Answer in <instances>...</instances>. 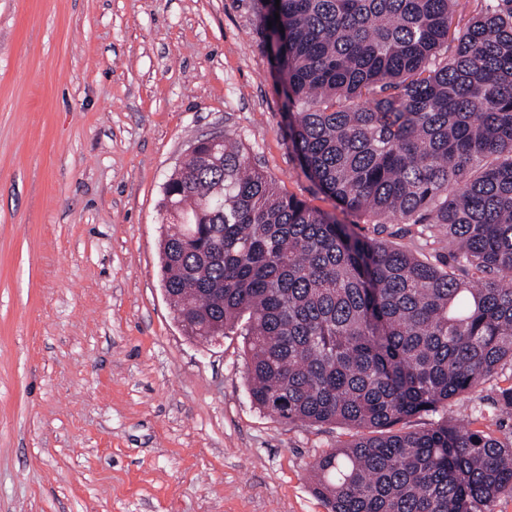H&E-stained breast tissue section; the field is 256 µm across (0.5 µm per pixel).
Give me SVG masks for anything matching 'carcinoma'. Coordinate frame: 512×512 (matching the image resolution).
I'll return each mask as SVG.
<instances>
[{
	"mask_svg": "<svg viewBox=\"0 0 512 512\" xmlns=\"http://www.w3.org/2000/svg\"><path fill=\"white\" fill-rule=\"evenodd\" d=\"M455 2L253 0L303 172L375 237L280 193L229 133L165 185L162 282L191 335L241 330L258 409L355 430L311 464L329 512L512 495V434L397 429L512 370V0H480L450 53Z\"/></svg>",
	"mask_w": 512,
	"mask_h": 512,
	"instance_id": "obj_1",
	"label": "carcinoma"
}]
</instances>
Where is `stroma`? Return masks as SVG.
Returning a JSON list of instances; mask_svg holds the SVG:
<instances>
[{
  "instance_id": "obj_1",
  "label": "stroma",
  "mask_w": 512,
  "mask_h": 512,
  "mask_svg": "<svg viewBox=\"0 0 512 512\" xmlns=\"http://www.w3.org/2000/svg\"><path fill=\"white\" fill-rule=\"evenodd\" d=\"M287 125L251 0H0V512H327L309 466L351 430L259 410L244 337L187 336L161 285L163 186L213 132L372 233ZM509 386L449 420L502 435Z\"/></svg>"
}]
</instances>
